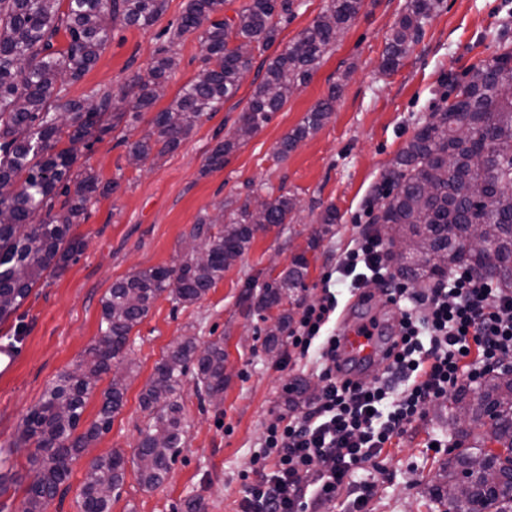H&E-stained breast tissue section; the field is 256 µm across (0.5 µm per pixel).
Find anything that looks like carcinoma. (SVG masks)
<instances>
[{
    "mask_svg": "<svg viewBox=\"0 0 512 512\" xmlns=\"http://www.w3.org/2000/svg\"><path fill=\"white\" fill-rule=\"evenodd\" d=\"M441 0H410L407 11L387 38L382 68L395 71L422 37ZM0 0V322L15 314L32 288L60 274L84 246L71 229L98 191L100 178L87 173L71 178L73 154L56 150L62 136L86 141L93 131L108 133L106 115L124 108L138 119L158 100L154 89L165 83L174 58L161 46L144 76L137 77L118 99L99 96L97 107L61 102V85L80 79L96 62L112 23L147 28L164 10L165 0ZM364 0H330L312 23L268 64L262 82L238 119L232 139L217 145L207 159L210 168L224 166V156L252 137L279 111L290 94L306 83L324 56L359 14ZM303 0H248L232 18L216 19L224 0H189L171 38L196 34L204 51L203 69L151 122L130 154L144 161L152 153L176 150L207 112H216L239 88L252 57L236 52L242 43L264 53L275 43L281 24L291 22ZM65 32L63 49L55 38ZM496 52L472 68L454 87L455 97L439 108L397 155L384 178V202L373 223L386 226L390 242L405 244L410 264L402 273L411 281L443 275L466 265L486 272L500 285L512 286V39L493 35ZM336 89L319 100L300 127L283 138L285 158L299 139L318 129L333 111ZM60 207H55L56 202ZM295 207L282 193L256 210L246 198L223 222L211 218L195 224L193 246L180 263L138 271L116 282L103 301L99 335L87 361L50 383L40 403L24 418L19 440L0 448L6 462L23 445L34 446L31 461L36 482L30 484L21 512H47L69 477V461L111 428L124 397V376L111 380L97 418L75 434L96 384L121 362L132 329L153 302L166 294L180 304L199 301L249 248L255 234L288 223ZM39 224L28 223L39 212ZM308 261L294 257L291 267L264 283L247 312L266 311L290 300L305 287ZM282 313L268 329L265 344L274 349L288 327ZM195 368L200 400L224 401V338L199 346L189 337L175 342L155 366L141 395L148 421L132 463L147 490L161 485L185 447L186 422L178 397L182 378ZM453 404L461 437L483 435L512 444V374L492 375L475 390H458ZM469 451L448 460L442 495L450 490L466 502L481 500L486 512H508L502 505L503 474L491 458L469 468ZM125 457L120 453L92 460L82 487V512H110L112 492L123 483Z\"/></svg>",
    "mask_w": 512,
    "mask_h": 512,
    "instance_id": "obj_1",
    "label": "carcinoma"
}]
</instances>
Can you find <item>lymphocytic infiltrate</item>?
Segmentation results:
<instances>
[{"label": "lymphocytic infiltrate", "mask_w": 512, "mask_h": 512, "mask_svg": "<svg viewBox=\"0 0 512 512\" xmlns=\"http://www.w3.org/2000/svg\"><path fill=\"white\" fill-rule=\"evenodd\" d=\"M390 251L375 235L363 234L355 246L324 274L320 301L303 306L288 333L300 357L316 353L322 386L301 409L269 423L259 452L241 474L244 512H323L354 477L374 464L407 426L422 419L426 406L449 389L477 382L512 354V289L494 286L466 266L450 282L411 294L404 280L390 273ZM348 283L359 302L369 300L367 282H386L393 296L414 298L421 312L400 308L388 367L406 386L390 399L383 384L353 379L336 360V336L325 328L338 306L332 279ZM476 349L480 365H463L464 352Z\"/></svg>", "instance_id": "obj_1"}]
</instances>
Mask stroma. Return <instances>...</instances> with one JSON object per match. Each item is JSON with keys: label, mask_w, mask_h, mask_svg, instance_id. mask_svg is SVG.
I'll use <instances>...</instances> for the list:
<instances>
[{"label": "stroma", "mask_w": 512, "mask_h": 512, "mask_svg": "<svg viewBox=\"0 0 512 512\" xmlns=\"http://www.w3.org/2000/svg\"><path fill=\"white\" fill-rule=\"evenodd\" d=\"M188 0H165L150 27L114 25L95 64L76 81H65L64 100L82 101L107 90L123 89L150 67L156 49L170 43L176 65L156 109L166 108L202 68L196 35L168 42ZM328 0H306L298 16L283 25L275 43L255 54L236 94L215 112L206 113L191 135L171 153L129 163L130 145L150 128L151 113L139 120L117 119L113 131L79 146L72 174L91 172L112 183L89 204L73 232L85 241L83 252L57 277L41 279L23 306L0 323V337H13L24 357L8 379H0V445L15 442L22 420L60 374L83 363L98 337L101 300L112 284L157 266L178 264L189 251V232L198 220L232 210L237 199L288 193L295 201L292 218L257 233L242 259L197 303L178 305L159 297L131 332L123 361L126 390L108 433L79 454L48 512H81V488L91 457L120 452L132 457L148 413L140 404L156 363L178 339L204 343L224 339V402L200 405L193 377L181 389L187 423L182 448L166 481L143 488L134 469L112 495L111 512H185L189 499H201L205 512H241V473L263 443L266 427L290 404H305L319 390L311 359L291 347L275 353L265 333L281 313L247 315L242 298L258 294L262 284L286 271L295 256L309 261L306 290L297 304L321 296V279L352 241L370 227V213L381 202L379 190L397 153L432 112L450 102L457 81L495 52L492 36L512 32V0H442L420 41L390 74L380 63L386 39L406 12L409 0H365L357 17L325 55L311 80L298 87L270 121L224 158L223 168L206 169V159L232 137L237 120L263 79L267 63L323 11ZM336 91L334 110L323 124L300 140L286 158L276 151L317 101ZM335 207L338 219L320 233V217ZM450 399L429 405L421 420L396 438L377 469L360 472L373 485L365 512H443L433 496L452 455L456 433ZM440 447H431V440ZM0 472L7 489L0 512H19L32 474L29 449L12 455Z\"/></svg>", "instance_id": "obj_1"}]
</instances>
